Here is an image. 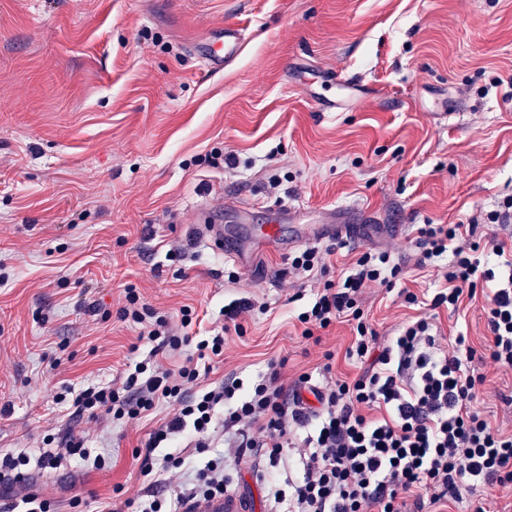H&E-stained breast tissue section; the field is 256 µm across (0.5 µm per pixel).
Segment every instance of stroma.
I'll list each match as a JSON object with an SVG mask.
<instances>
[{
	"mask_svg": "<svg viewBox=\"0 0 512 512\" xmlns=\"http://www.w3.org/2000/svg\"><path fill=\"white\" fill-rule=\"evenodd\" d=\"M235 22L241 57L203 71L191 44ZM363 94L335 112L313 98L342 97L337 79ZM448 109V120L437 119ZM235 155L237 168L204 156ZM281 184L269 190L270 176ZM261 203L239 224L252 268L197 235L201 210L226 194ZM512 197V0H0V452L66 432L108 448L110 468L81 460L35 472L27 488L56 512H119L144 487L133 452L171 414L159 404L126 427L74 416L64 386L116 382L147 354L138 325L119 314L123 290L170 315L183 306L222 325L226 301L250 298L268 313L229 334L210 381L249 379L272 359L286 376H354L342 322L304 339L305 300L288 254L258 244L266 207L291 202L313 224L350 206L358 239L317 245L335 281L370 248L407 264L403 285L422 293L432 269L409 266L419 224H465ZM182 260H168L169 248ZM241 280L228 286L229 272ZM483 297L437 311L442 339L489 331ZM363 308L387 336L416 306L369 288ZM476 404L512 431V374L486 367Z\"/></svg>",
	"mask_w": 512,
	"mask_h": 512,
	"instance_id": "obj_1",
	"label": "stroma"
}]
</instances>
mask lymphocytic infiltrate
I'll use <instances>...</instances> for the list:
<instances>
[{
	"label": "lymphocytic infiltrate",
	"mask_w": 512,
	"mask_h": 512,
	"mask_svg": "<svg viewBox=\"0 0 512 512\" xmlns=\"http://www.w3.org/2000/svg\"><path fill=\"white\" fill-rule=\"evenodd\" d=\"M511 222L509 198L499 210L470 223L416 229V267L438 270L432 311H455L465 300L484 295L490 336L482 354L462 336L443 349L431 314L398 326L393 335L378 334L361 307L365 288H395L407 303L417 300L401 287L404 270L390 252H363L336 282L326 280L327 267L317 249L289 255V269L315 284L306 310L297 316L303 338L313 339L339 322L353 327L346 356L363 369L350 379L333 376L327 363L322 383H312L306 373L288 382L280 360L269 362L266 373L250 381L232 376L198 388L214 359L223 356L225 335L242 332L247 319L266 313V305L249 298L231 300L224 306L221 328L194 342L184 333L193 322L191 307H182L175 320L126 289L120 316L139 325V338L150 350L133 369L123 371L118 383L86 387L71 402L75 415L116 424L141 417L161 402L172 406L171 417L144 443L140 473L146 487L137 498L125 500L127 512H177L185 501L230 492L233 464L252 456L258 459L252 471L266 488L269 512H424L428 505L462 502L464 494L481 488L512 484V435L491 427L474 409L484 394V367L512 371L511 246L495 238L482 245L475 235L479 224ZM482 248L496 257V268L482 267ZM191 343L195 354L183 356ZM166 355L177 358V365H165ZM308 393L318 410L307 406ZM219 426L229 452L212 457L208 450ZM184 433L208 459L190 471L170 498L161 487L185 461L157 459L153 453ZM291 456L300 477L277 480L276 472ZM75 458L98 470L111 462L109 453L89 447L87 437L69 434L43 452L41 463L57 469Z\"/></svg>",
	"instance_id": "obj_1"
}]
</instances>
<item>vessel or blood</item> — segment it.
<instances>
[{
  "label": "vessel or blood",
  "instance_id": "1",
  "mask_svg": "<svg viewBox=\"0 0 512 512\" xmlns=\"http://www.w3.org/2000/svg\"><path fill=\"white\" fill-rule=\"evenodd\" d=\"M245 44V32L237 23H227L210 33L208 38L192 50L200 66L211 73L224 71L236 62ZM301 207L280 204L270 211L263 242L285 249L300 241L318 242L326 237L354 236L352 219L347 211L330 214L326 223L309 226L303 224ZM204 238L223 250L225 256L240 258L241 250L233 236L225 234L218 215L206 213L201 218ZM247 502L232 496L221 495L187 505L182 512H247Z\"/></svg>",
  "mask_w": 512,
  "mask_h": 512
}]
</instances>
